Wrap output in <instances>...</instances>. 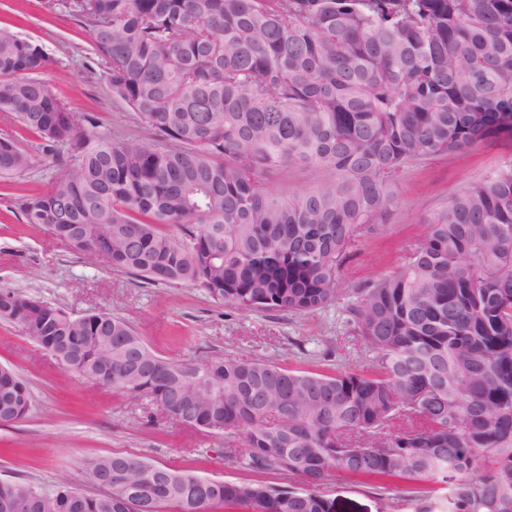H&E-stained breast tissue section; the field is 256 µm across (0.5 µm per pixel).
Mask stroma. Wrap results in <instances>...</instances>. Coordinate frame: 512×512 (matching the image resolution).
Listing matches in <instances>:
<instances>
[{"label":"stroma","instance_id":"stroma-1","mask_svg":"<svg viewBox=\"0 0 512 512\" xmlns=\"http://www.w3.org/2000/svg\"><path fill=\"white\" fill-rule=\"evenodd\" d=\"M41 44L57 59L43 76L78 120L115 137L148 136L127 108L113 98L105 64L90 26L59 11L52 0H0V30ZM0 134L29 149L30 170L0 185V288L62 306L82 315L109 312L130 322L159 354L201 362L237 354L276 361L292 369L362 371L370 360L349 335L340 306L306 314L241 312L191 286L149 284L102 266H91L65 244L28 225L19 197L47 190L56 163L38 149V138L0 113ZM512 166V137L411 163L394 185L398 200L387 224L365 235L342 268L340 286L393 271L424 231L423 218L462 188ZM317 169L282 168L263 175L264 188L288 199L328 180ZM0 365L27 381L33 407L20 422L0 426V479L49 487L66 480L88 483L85 458L136 453L153 462L188 468L231 482L285 486L287 475L257 472L224 459L226 439L176 423L155 403L101 389L74 375L18 326L0 324ZM338 512H414L409 493L387 491L337 473L323 486Z\"/></svg>","mask_w":512,"mask_h":512}]
</instances>
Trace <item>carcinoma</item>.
Here are the masks:
<instances>
[{"label": "carcinoma", "instance_id": "carcinoma-1", "mask_svg": "<svg viewBox=\"0 0 512 512\" xmlns=\"http://www.w3.org/2000/svg\"><path fill=\"white\" fill-rule=\"evenodd\" d=\"M91 25L112 95L151 136L76 121L40 75L56 60L0 34V112L55 158L52 188L19 198L25 222L97 265L191 285L241 311L308 313L344 296L357 239L388 221L405 166L512 136V0H56ZM332 178L288 201L259 177ZM31 155L0 137V180ZM179 225L174 237L163 226ZM345 324L368 371L320 373L214 355L155 353L125 320L73 315L0 288V322L68 371L156 404L181 390L193 427L241 441L224 459L298 480L211 479L135 454L84 459L99 496L15 482L19 512H334L338 472L380 489L429 483L416 512H512V167L453 195L389 274L348 290ZM18 417L27 382L0 366ZM157 468L151 483L144 468Z\"/></svg>", "mask_w": 512, "mask_h": 512}]
</instances>
